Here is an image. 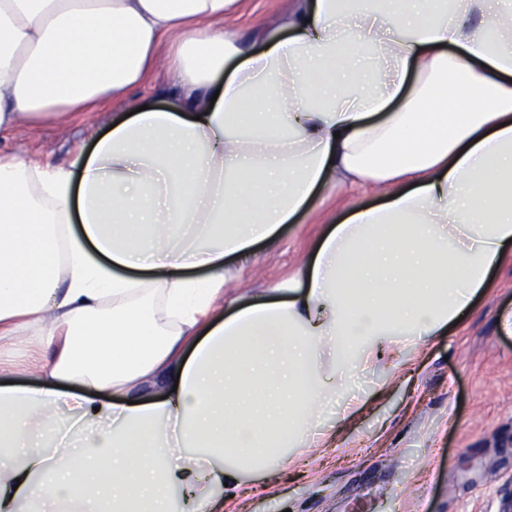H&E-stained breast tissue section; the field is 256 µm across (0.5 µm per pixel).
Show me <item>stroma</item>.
<instances>
[{"mask_svg": "<svg viewBox=\"0 0 512 512\" xmlns=\"http://www.w3.org/2000/svg\"><path fill=\"white\" fill-rule=\"evenodd\" d=\"M291 0H242L224 30L251 37ZM165 62L133 100L162 105ZM130 100V101H133ZM130 101L113 100L63 122L22 124L0 151L69 167ZM346 194L324 189L319 202L281 229L276 250L256 248L228 298L253 299L293 277L331 224L346 213ZM457 323L410 347L403 368L386 362L350 379L357 413L327 429L325 447L296 454L285 470L225 501L224 512H500L512 500V335L497 316L512 309V260Z\"/></svg>", "mask_w": 512, "mask_h": 512, "instance_id": "35a3bbf8", "label": "stroma"}]
</instances>
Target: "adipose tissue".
Wrapping results in <instances>:
<instances>
[{"instance_id": "ef3b65f1", "label": "adipose tissue", "mask_w": 512, "mask_h": 512, "mask_svg": "<svg viewBox=\"0 0 512 512\" xmlns=\"http://www.w3.org/2000/svg\"><path fill=\"white\" fill-rule=\"evenodd\" d=\"M238 4L0 0V132L130 98L168 47L163 107L70 167L0 154V354L53 350L0 384V512H218L512 257V0H294L258 50ZM329 185L381 201L219 315Z\"/></svg>"}]
</instances>
